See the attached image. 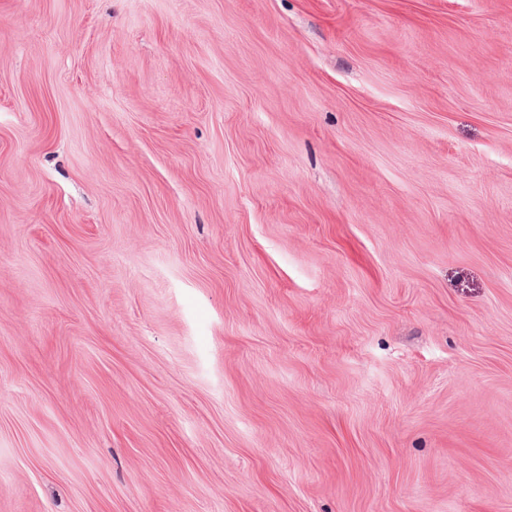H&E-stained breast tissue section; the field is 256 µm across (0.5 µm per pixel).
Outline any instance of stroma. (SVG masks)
Instances as JSON below:
<instances>
[{"instance_id":"obj_1","label":"stroma","mask_w":512,"mask_h":512,"mask_svg":"<svg viewBox=\"0 0 512 512\" xmlns=\"http://www.w3.org/2000/svg\"><path fill=\"white\" fill-rule=\"evenodd\" d=\"M0 512H512V0H0Z\"/></svg>"}]
</instances>
